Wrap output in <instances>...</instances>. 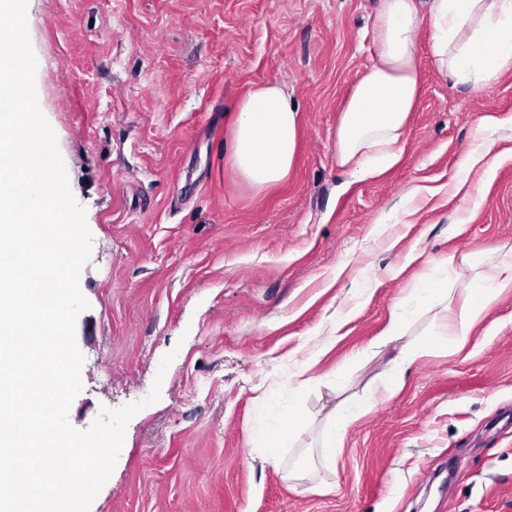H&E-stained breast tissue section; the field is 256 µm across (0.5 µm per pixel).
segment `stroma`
Instances as JSON below:
<instances>
[{"mask_svg": "<svg viewBox=\"0 0 512 512\" xmlns=\"http://www.w3.org/2000/svg\"><path fill=\"white\" fill-rule=\"evenodd\" d=\"M376 7L28 0L38 104L93 237L70 422L143 404L89 512H512V288L462 342L421 292L461 305L512 246V74L451 86L423 24L402 157L354 179L336 126L372 62ZM273 80L299 107V146L288 181L257 195L226 171L224 138L238 100ZM487 116L498 125L479 132ZM483 136L495 168L456 190ZM451 252L478 259L451 270ZM397 308L403 332L380 345ZM349 413L342 448L324 451ZM279 427L290 435L266 452Z\"/></svg>", "mask_w": 512, "mask_h": 512, "instance_id": "1", "label": "stroma"}]
</instances>
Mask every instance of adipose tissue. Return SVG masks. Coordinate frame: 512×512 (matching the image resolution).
I'll return each mask as SVG.
<instances>
[{
    "label": "adipose tissue",
    "mask_w": 512,
    "mask_h": 512,
    "mask_svg": "<svg viewBox=\"0 0 512 512\" xmlns=\"http://www.w3.org/2000/svg\"><path fill=\"white\" fill-rule=\"evenodd\" d=\"M431 23L437 71L456 85L486 88L512 71V0H379L374 16L376 54L353 86L336 129V160L352 175L394 164L420 95L416 34ZM299 112L286 85L253 86L236 105L224 141L233 178L254 193L284 182L298 148ZM490 284L468 291L461 312L447 310L453 335L467 336L494 299L512 288V248L490 265Z\"/></svg>",
    "instance_id": "ef3b65f1"
}]
</instances>
